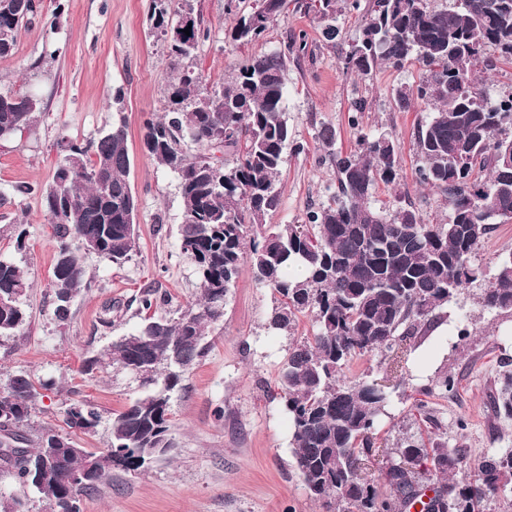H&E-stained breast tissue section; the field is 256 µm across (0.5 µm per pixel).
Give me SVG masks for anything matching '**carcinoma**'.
Returning <instances> with one entry per match:
<instances>
[{"mask_svg": "<svg viewBox=\"0 0 512 512\" xmlns=\"http://www.w3.org/2000/svg\"><path fill=\"white\" fill-rule=\"evenodd\" d=\"M170 3L150 0V20L168 55L186 59L209 31L198 23L190 35L179 34V12ZM341 3L306 5L316 11L329 44L339 37L334 20ZM287 7L288 0H259L235 14L231 40L260 41ZM351 7L359 12L360 34L345 55L346 70L368 76L381 64L399 69L411 59L423 70L419 82L396 88L393 102L400 110L415 102L432 109L416 128L415 174L448 198L450 220L426 224L410 206L391 212L372 207L376 185L397 179L394 142L384 134L362 136L354 150L336 152V129L324 124L315 139L336 168V191L304 224L266 223L279 205L277 183L295 141L284 111L288 60L305 51V40L256 55L219 93L203 89L201 73L180 72L169 86L164 115L145 124L143 148L177 177L180 248L194 263L201 299L168 318L153 312L162 296L142 292L137 302L145 316L138 328L85 359L86 373L107 358L134 375L146 374V391L112 416L111 441L102 451L75 448L52 427L40 431L35 447H25L38 388L47 385L16 374L0 389V439L22 447L9 452L0 442V467L38 492L48 512H81L82 496L108 482L112 469L141 472L150 463L142 452L170 448L171 392L203 356L205 327L223 319L227 294L245 263L274 297L271 328L288 332L301 315L312 323V334L289 345L279 377L291 453L310 499L327 512H400L422 497L419 475L429 472L437 482L427 512H484V503L512 483V449L484 458L473 475L458 479L459 448L421 437L393 447L382 443L378 427L391 393L375 378L346 373L365 355L400 367L430 317L482 275L472 258L496 221L512 220V167L499 156L512 145V96L493 102L476 78L486 48L512 60V0H454L441 10L430 0H369L363 9L352 0ZM43 11L44 0H0V58L14 54L19 29ZM39 111V101L26 92H0L3 139L31 130ZM213 149L236 156L234 165L213 156ZM130 171L121 117L97 139L65 146L53 184L42 191L55 241L52 304L61 322L69 318L73 297L91 287L78 250L116 265L137 253ZM294 266L303 268L302 277L292 275ZM28 288L22 267L0 259V337L25 323ZM480 302L512 311V253L500 259ZM508 366L503 361L494 410L512 419ZM100 420L85 402L69 404L63 414L68 428L83 433ZM92 455L98 471L84 481L80 475ZM375 461L385 492L367 476Z\"/></svg>", "mask_w": 512, "mask_h": 512, "instance_id": "carcinoma-1", "label": "carcinoma"}]
</instances>
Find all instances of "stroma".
<instances>
[{
  "mask_svg": "<svg viewBox=\"0 0 512 512\" xmlns=\"http://www.w3.org/2000/svg\"><path fill=\"white\" fill-rule=\"evenodd\" d=\"M307 0H288L263 40L231 41L227 0H194L209 30L194 57L170 58L147 20L148 0H44L41 19L22 27L12 56L0 58V92L37 93L42 99L33 129L0 140V256L24 268L31 284L27 319L17 335L0 338V384L24 373L48 383L32 414L29 436L44 427L63 429V411L82 400L103 421L93 432H71L79 447L100 451L110 441L107 422L142 389L130 374L105 365L82 373L86 357L133 332L141 322L134 301L153 289L167 298L169 317L200 296L193 263L182 253V203L177 179L142 149L144 122L162 115L169 85L179 70L202 72L211 89L230 82L235 69L267 48L305 38L303 55L291 57L284 106L301 150H288L280 177V203L272 224H302L328 197L336 170L315 139L321 124L336 129V146L350 150L363 135L383 134L398 149L399 179L379 186L373 207L391 211L411 205L430 224L447 223L451 209L438 191L415 179V129L425 105L395 107L394 88L418 82V64L380 66L369 76L347 74L343 56L359 31L353 11L337 15V44L325 42ZM364 100L353 115L351 104ZM124 116L132 161L131 183L138 197L139 249L124 265L88 254L85 266L95 285L74 297L71 315L53 314L51 272L53 226L40 187L51 183L62 144L99 137L116 116ZM512 252V221L496 225L473 262L482 271L438 319L463 317L467 336L426 332L419 337L409 374L380 368L378 359L354 360L349 374L385 379L392 406L382 417L381 438L433 437L463 449L461 473H473L483 457L512 448V419L496 418L500 362L512 358V312L488 311L479 294L495 273L498 257ZM273 305L250 265H243L224 307V318L206 331L204 356L171 396V452L138 474L116 470L109 482L88 492L81 512H323L308 496L289 447L288 420L279 398V372L293 336L310 335L309 318L293 333L267 325ZM455 381L448 396L427 393L439 371Z\"/></svg>",
  "mask_w": 512,
  "mask_h": 512,
  "instance_id": "35a3bbf8",
  "label": "stroma"
}]
</instances>
